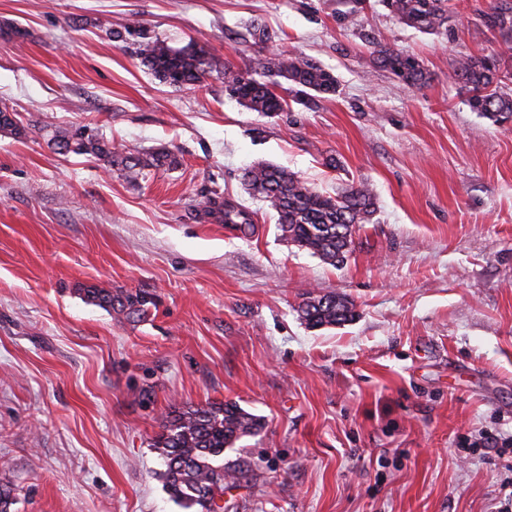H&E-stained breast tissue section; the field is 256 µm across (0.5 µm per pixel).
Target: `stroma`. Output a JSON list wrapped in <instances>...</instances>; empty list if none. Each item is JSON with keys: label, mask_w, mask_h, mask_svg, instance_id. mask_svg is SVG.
<instances>
[{"label": "stroma", "mask_w": 512, "mask_h": 512, "mask_svg": "<svg viewBox=\"0 0 512 512\" xmlns=\"http://www.w3.org/2000/svg\"><path fill=\"white\" fill-rule=\"evenodd\" d=\"M491 0H450L439 34L366 0H0V106L79 124L119 152L179 164L132 184L44 140L0 135V489L7 512H185L154 442L166 415L233 400L265 421L225 449L249 479L223 512H504L512 503V121L469 104L463 55H501ZM206 46L253 71L278 52L318 62L335 96L273 115L223 77L160 82L142 34ZM416 57L411 88L369 61ZM288 168L333 195L368 183L378 209L343 265L281 240L244 190L247 166ZM254 231L197 219L211 191ZM145 290L132 321L85 286ZM354 301L311 329L299 303ZM507 439L505 454L482 436ZM297 312L308 327L314 329L341 326L353 321L357 315L352 300L333 292L309 294Z\"/></svg>", "instance_id": "1"}]
</instances>
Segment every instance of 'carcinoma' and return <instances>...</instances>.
I'll return each instance as SVG.
<instances>
[{"label": "carcinoma", "instance_id": "1", "mask_svg": "<svg viewBox=\"0 0 512 512\" xmlns=\"http://www.w3.org/2000/svg\"><path fill=\"white\" fill-rule=\"evenodd\" d=\"M395 17L427 33L440 31L450 18L448 0H382ZM485 26L512 35V3L498 0L484 13ZM135 54L161 82L183 87L202 81L216 69L205 46L198 43L176 47L166 39L145 37L137 43ZM370 63L386 70L409 87L425 83L426 73L419 61L398 49L377 44L370 52ZM512 73L502 69L501 59L487 55H465L456 60L453 79L470 93L471 109L496 121L512 118V96L496 87ZM224 83L229 94L246 108L271 114L288 107L287 92L297 101L312 95L333 96L337 81L319 63L299 55L279 54L260 63V73L238 72L224 67ZM0 132L16 139L42 137L62 154L91 157L104 166L120 170L136 183L153 169L174 168L177 156L165 149L134 155L112 149L110 141L85 125H24L16 114L0 109ZM244 184L277 216L282 240L319 256L333 266L344 264L351 252L356 225L366 224L376 211V197L366 183L351 186L336 196L326 195L295 174L273 164L253 165L244 170ZM198 215L212 223L252 227L246 210L212 192L196 205ZM86 298L107 310L128 318H143L157 306L155 297L143 290L112 292L92 285L84 289ZM297 312L310 328L341 326L356 317L352 300L333 292L309 295ZM263 428L262 420L233 401L189 406L171 412L163 432L155 441L161 451L165 470L164 485L173 499L194 512H222L218 499L224 490L242 477L239 466H216L213 461L224 455L245 436H254Z\"/></svg>", "mask_w": 512, "mask_h": 512}]
</instances>
